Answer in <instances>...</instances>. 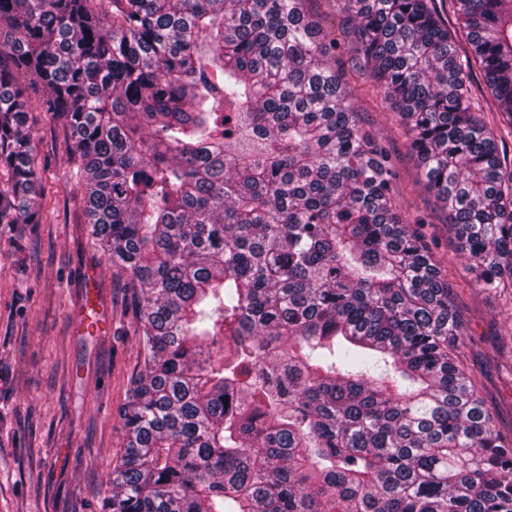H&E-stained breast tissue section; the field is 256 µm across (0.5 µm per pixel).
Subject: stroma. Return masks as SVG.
Segmentation results:
<instances>
[{
	"label": "stroma",
	"instance_id": "stroma-1",
	"mask_svg": "<svg viewBox=\"0 0 512 512\" xmlns=\"http://www.w3.org/2000/svg\"><path fill=\"white\" fill-rule=\"evenodd\" d=\"M353 101L398 169V202L421 215L435 261L446 270L468 335L464 364L487 406L512 427V288L472 285L451 227L422 188L408 136L369 82ZM44 192L37 224H0V512H102L122 454L118 416L141 367L126 280L102 253L71 176L68 131L29 107Z\"/></svg>",
	"mask_w": 512,
	"mask_h": 512
}]
</instances>
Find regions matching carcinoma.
<instances>
[{"mask_svg":"<svg viewBox=\"0 0 512 512\" xmlns=\"http://www.w3.org/2000/svg\"><path fill=\"white\" fill-rule=\"evenodd\" d=\"M0 0V224H35L27 102L66 125L144 358L111 512H512V433L354 111L369 76L474 283L512 278V0ZM482 70L492 118L472 95ZM24 71L27 85L16 74ZM340 0H306L304 8L314 18L321 19L325 24L336 29V37L343 31L346 32V17L341 9ZM336 23V27H335Z\"/></svg>","mask_w":512,"mask_h":512,"instance_id":"1","label":"carcinoma"}]
</instances>
